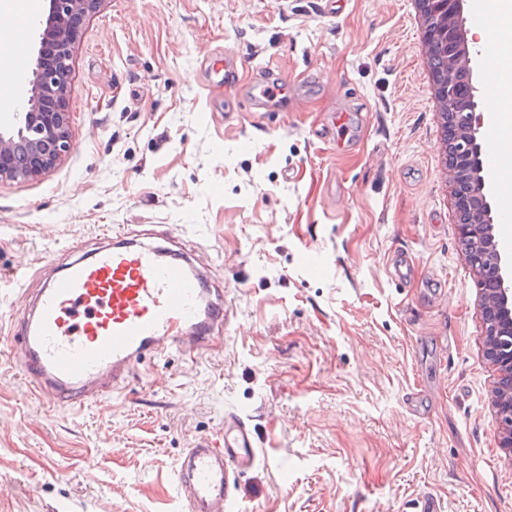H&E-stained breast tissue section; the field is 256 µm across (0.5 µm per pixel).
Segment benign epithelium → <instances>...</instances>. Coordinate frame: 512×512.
<instances>
[{
	"instance_id": "benign-epithelium-1",
	"label": "benign epithelium",
	"mask_w": 512,
	"mask_h": 512,
	"mask_svg": "<svg viewBox=\"0 0 512 512\" xmlns=\"http://www.w3.org/2000/svg\"><path fill=\"white\" fill-rule=\"evenodd\" d=\"M102 0H49V12L41 24L35 59L27 75L23 111L16 122L0 125V180H30L51 170L70 150L71 133L67 101L72 71V48L81 25L98 10ZM435 15L443 14L448 24L430 25L425 40L430 51L448 58L446 85L439 99L452 100L453 73L472 71L474 51L468 38L465 6L469 0H421ZM480 90L471 86L464 111L454 114L449 129L458 147L449 161L448 180L454 187L453 203L459 214V238L474 269L487 266L490 277L481 281L484 319L482 347L498 367L495 382L497 412L503 424L500 447L512 452V257L499 248V225L493 208L491 187L483 175L482 157L486 144L477 112Z\"/></svg>"
}]
</instances>
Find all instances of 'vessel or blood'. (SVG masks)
<instances>
[{"label":"vessel or blood","instance_id":"vessel-or-blood-1","mask_svg":"<svg viewBox=\"0 0 512 512\" xmlns=\"http://www.w3.org/2000/svg\"><path fill=\"white\" fill-rule=\"evenodd\" d=\"M38 17L37 0H20L12 28L0 33L14 59L11 75L0 79L2 101L19 99L27 35ZM477 22L486 30L488 57L498 56L504 29L490 13ZM485 137L487 179L512 181V147L497 125ZM226 319L223 289L185 253L118 231L37 289L0 348L32 395L54 410L76 412L124 389L144 361L174 350H212ZM257 456L249 420L225 415L223 447L197 440L175 467L181 512H238L235 485Z\"/></svg>","mask_w":512,"mask_h":512}]
</instances>
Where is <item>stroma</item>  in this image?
<instances>
[{"mask_svg": "<svg viewBox=\"0 0 512 512\" xmlns=\"http://www.w3.org/2000/svg\"><path fill=\"white\" fill-rule=\"evenodd\" d=\"M72 54L69 152L0 181V326L16 269L40 287L45 248L70 262L126 226L193 254L230 319L222 351L145 362L75 414L0 360V512H179L175 464L229 412L258 447L240 512H512L412 0H103ZM257 82L287 108L254 109Z\"/></svg>", "mask_w": 512, "mask_h": 512, "instance_id": "obj_1", "label": "stroma"}]
</instances>
